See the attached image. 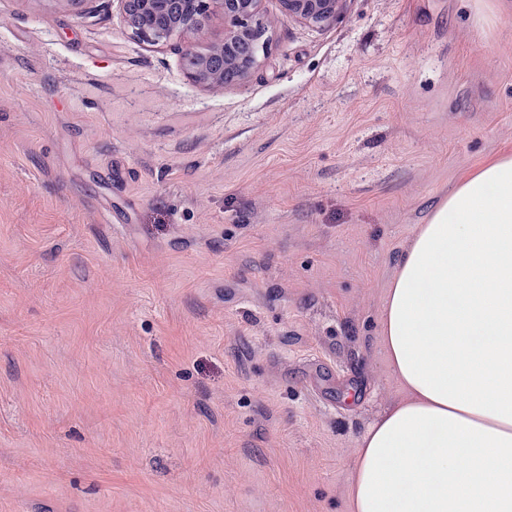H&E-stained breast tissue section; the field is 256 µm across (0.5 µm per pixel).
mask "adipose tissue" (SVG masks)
Segmentation results:
<instances>
[{
  "instance_id": "ef3b65f1",
  "label": "adipose tissue",
  "mask_w": 512,
  "mask_h": 512,
  "mask_svg": "<svg viewBox=\"0 0 512 512\" xmlns=\"http://www.w3.org/2000/svg\"><path fill=\"white\" fill-rule=\"evenodd\" d=\"M381 317L405 397L360 438L351 512H512L511 156L420 225Z\"/></svg>"
}]
</instances>
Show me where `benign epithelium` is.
Masks as SVG:
<instances>
[{"mask_svg": "<svg viewBox=\"0 0 512 512\" xmlns=\"http://www.w3.org/2000/svg\"><path fill=\"white\" fill-rule=\"evenodd\" d=\"M131 35L157 46L205 29L213 5L224 14V40L183 55L189 79L208 87L240 85L260 64L271 43L261 0H118ZM289 16L323 28L336 20L346 0H280Z\"/></svg>", "mask_w": 512, "mask_h": 512, "instance_id": "benign-epithelium-1", "label": "benign epithelium"}]
</instances>
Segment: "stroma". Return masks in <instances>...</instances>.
I'll use <instances>...</instances> for the list:
<instances>
[{"label": "stroma", "mask_w": 512, "mask_h": 512, "mask_svg": "<svg viewBox=\"0 0 512 512\" xmlns=\"http://www.w3.org/2000/svg\"><path fill=\"white\" fill-rule=\"evenodd\" d=\"M211 89L117 0H0V512H348L381 306L512 155V0H261ZM347 0H280L288 16L323 28L336 20Z\"/></svg>", "instance_id": "1"}]
</instances>
